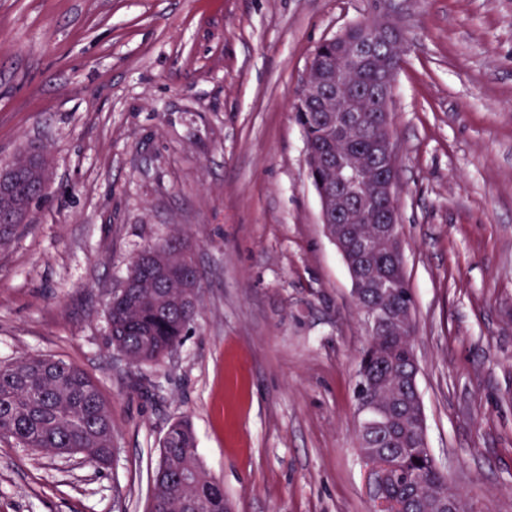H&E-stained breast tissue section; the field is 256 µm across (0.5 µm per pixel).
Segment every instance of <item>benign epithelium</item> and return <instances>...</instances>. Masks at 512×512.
<instances>
[{
	"label": "benign epithelium",
	"instance_id": "1",
	"mask_svg": "<svg viewBox=\"0 0 512 512\" xmlns=\"http://www.w3.org/2000/svg\"><path fill=\"white\" fill-rule=\"evenodd\" d=\"M394 0H379L371 31L357 40L343 35L333 38L337 58L315 78L306 75L304 84L310 89L305 105L319 112L323 128L332 133L357 124L360 114L373 113L375 150L371 158L344 157L336 159L329 175L320 176L315 167L308 174L318 193L320 203L326 202L331 186H336V214L321 209L325 224H341L349 232L351 219L374 211L381 212L375 235L369 241L355 243L357 258H351L340 238L333 242L341 254L352 282V292H359V278H371L367 257L381 243L391 246L393 256L403 255V230L399 220L395 186L398 172V153L391 110L392 93L401 61L403 30L396 16ZM368 66L375 69V81L366 85L359 75ZM367 333L377 336L389 324L385 311L365 309ZM384 474L378 468L368 470L369 495L380 500Z\"/></svg>",
	"mask_w": 512,
	"mask_h": 512
}]
</instances>
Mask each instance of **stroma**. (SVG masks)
Wrapping results in <instances>:
<instances>
[{"mask_svg":"<svg viewBox=\"0 0 512 512\" xmlns=\"http://www.w3.org/2000/svg\"><path fill=\"white\" fill-rule=\"evenodd\" d=\"M376 0H0V163L47 147L0 250V362L72 363L112 462L0 442V512H147L193 425L232 512H372L354 385L365 326L293 103ZM392 113L427 444L469 512H512V0H405ZM190 247L200 308L159 362L110 342L132 259Z\"/></svg>","mask_w":512,"mask_h":512,"instance_id":"obj_1","label":"stroma"}]
</instances>
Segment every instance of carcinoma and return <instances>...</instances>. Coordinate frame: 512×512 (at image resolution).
<instances>
[{
    "label": "carcinoma",
    "instance_id": "cac0c4a2",
    "mask_svg": "<svg viewBox=\"0 0 512 512\" xmlns=\"http://www.w3.org/2000/svg\"><path fill=\"white\" fill-rule=\"evenodd\" d=\"M307 152L316 158L347 152L362 154L370 141L350 132L346 140L322 134L317 113L293 107ZM15 171L14 180L0 189V249L25 228L38 183L49 177L45 152L33 145L18 151L5 164ZM187 247L178 238L155 251H142L132 262L127 279L109 301L112 346L136 365L160 361L181 341L194 320L198 304L187 306L186 297L199 300L197 271L173 278L169 271L183 261ZM394 321L407 317L413 305L409 282L379 297ZM410 349L396 331L380 336L371 349L362 351L360 367L372 385L370 400L380 416L366 430H358V443L367 465L392 466L384 501L374 512H439V505L453 495L448 477L439 470L422 445L419 408L408 369ZM0 440L58 455L81 454L91 464L103 466L115 454L112 409L88 374L76 365L42 355H25L0 365ZM197 475L187 489L180 476ZM224 485L203 470L191 425L177 420L169 425L160 443L148 512H226Z\"/></svg>",
    "mask_w": 512,
    "mask_h": 512
}]
</instances>
